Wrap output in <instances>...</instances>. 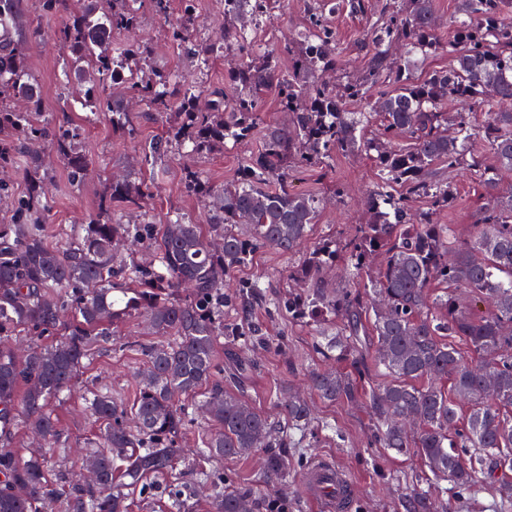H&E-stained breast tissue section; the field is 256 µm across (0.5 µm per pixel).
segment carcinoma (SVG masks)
<instances>
[{
	"instance_id": "1",
	"label": "carcinoma",
	"mask_w": 512,
	"mask_h": 512,
	"mask_svg": "<svg viewBox=\"0 0 512 512\" xmlns=\"http://www.w3.org/2000/svg\"><path fill=\"white\" fill-rule=\"evenodd\" d=\"M274 2L224 0V37L202 54L194 30L196 0H181L180 15L166 29L172 44L204 68L229 51L240 55L231 103L224 105V89L214 88L204 111L197 108V85L154 71L139 44L114 40L135 30L146 4L169 18L171 0H87L85 10L66 16L58 31L68 48L63 75L79 72L88 83L87 121L109 109L108 87L114 95L140 99L161 118H177L151 145L153 158L174 148L210 154L229 141L247 140L262 123L270 90L288 113V125L266 126L261 150L244 159L230 190L210 186L198 172L185 174L188 193L219 199L207 223L178 216L158 232L151 224H121L111 212L112 199L140 208L151 191L141 183L111 184L99 212L62 248L45 241L46 175L32 145L49 144L77 179L88 159L75 147V129L56 128L38 111L26 45L0 44V129L11 133L0 143V158L21 151L30 159L28 191L17 199L9 223L0 225V335L32 336L21 356L0 348V439L22 428L55 447L61 430L51 405L76 392L78 372L94 344L135 314L147 316L160 337L141 346L148 367L131 405L107 391L86 396L100 421L98 441L86 449L97 481L51 480L41 456L0 448V512H45L49 504L60 512H128L126 490L136 488L152 497L161 490L170 512H190L202 485L211 490L210 512L281 508L261 490L288 482V449L302 446L311 406L290 394L282 418L271 419L215 379L220 338L231 336L246 347L255 335L243 325L225 329L224 289L254 250L290 254L316 224L320 201L295 190L288 171L354 151L377 165L366 222L343 248L325 242L288 270L289 279L306 287L288 296V308L312 322L324 358L352 367L312 371V390L324 401L366 399L374 443L417 457L431 479L449 483L454 512H464L476 492L512 468V195H498L500 172L512 170L509 0H459L446 43L435 31L432 0H407L406 7L369 24L362 76L335 86L310 80L336 70V32L325 13H310L294 44L279 49L255 46L237 25L244 17L256 25L267 21ZM17 17L18 0H0V27H11ZM395 43L407 47L400 63L389 55ZM439 49L448 51V67L416 76L415 61ZM285 55L292 59L286 70ZM372 88L380 89L375 137L366 132V113L347 111ZM18 99L25 108L10 107ZM457 101L469 103L470 111H448ZM475 112L486 114L483 125H475ZM138 118L114 111L112 126L132 134ZM398 138L405 144L384 147ZM463 166L477 173L487 195L470 242L457 236L455 225L434 221L452 199L438 171ZM417 199L429 207L413 224L409 215ZM235 224L249 225L250 235L238 234ZM119 239L154 249V262L118 258ZM377 256L382 262L375 267ZM340 260L360 289L337 291L325 281L323 271ZM260 288L258 279L242 286L237 306L243 313L255 306L277 309L278 303L262 300ZM478 302L485 310L476 314L472 305ZM364 336L374 368L389 377L368 389ZM455 337L478 361L456 348ZM200 411L212 426L201 444L203 458L241 459L265 449L255 486L229 488L224 471L214 468L181 480V441ZM401 508L448 512V501L414 488Z\"/></svg>"
}]
</instances>
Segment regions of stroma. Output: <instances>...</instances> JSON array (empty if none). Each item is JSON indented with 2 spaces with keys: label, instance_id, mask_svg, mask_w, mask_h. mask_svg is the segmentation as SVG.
<instances>
[{
  "label": "stroma",
  "instance_id": "1",
  "mask_svg": "<svg viewBox=\"0 0 512 512\" xmlns=\"http://www.w3.org/2000/svg\"><path fill=\"white\" fill-rule=\"evenodd\" d=\"M336 2L330 23L336 31L337 66L335 72L321 76L322 81L330 84L343 76L353 79L360 75L366 57L359 41L370 20L405 4V0H361L365 9L359 12L352 7L354 0ZM19 4L16 35L27 42V65L36 79L44 116L57 126L78 127L77 146L90 161L81 181L75 183L51 146L38 145L42 164L49 173L45 189L47 243L52 246L68 243L72 226L97 212L108 183L122 180L145 183L152 192L139 209L113 201V212L125 223L149 222L159 227L179 214L206 222L213 201L185 193L182 185L185 172L200 171L220 189L233 187L244 158L261 148L262 130H255L247 141L225 145L218 154L179 151L156 164H146L144 154L154 139L165 134L166 121L143 111L139 99L124 97L115 99V106L142 115L134 137L113 130L108 116L94 124L82 123L85 90L82 77L72 75L66 84L58 79L66 56L58 36V20L43 16L40 0H19ZM323 4L324 0H277L270 21L254 31L257 44L280 46L293 40L309 10ZM129 38L148 47L151 64L205 89L230 87V72L239 61L236 54L229 53L214 61L208 71H200L192 58L166 40L163 18L148 9L143 10L140 23ZM376 180L373 160L360 152L337 155L327 169L312 166L295 173L294 188L316 194L320 199L312 232L290 255L272 248L257 249L247 265L233 272L232 283L262 279L267 296L284 303L289 294L300 290L299 285L289 280V268L323 242L341 244L354 235L357 225L367 219L365 202ZM338 185L345 192L340 199L333 194ZM449 186L454 204L451 210L441 211L436 221L455 225L460 233L469 234L477 209L486 201L484 189L473 172L464 167L454 172ZM253 322L263 338L262 343L245 349L234 345L230 338H222L217 348L216 375L223 379L226 388L239 392L256 410L277 419L281 416L280 393L287 389L307 392L309 370L327 367L328 362L317 348L312 328L284 306L271 314L257 310ZM153 339L144 317L126 319L113 328L105 343L95 347L79 374L80 386L104 387L124 401H133L134 375L144 367L139 347ZM53 409L62 435L48 456V470L51 477H66L81 467L82 450L94 441L98 425L79 397L54 404ZM307 442L309 463L329 461L349 477L352 483L349 512H401V498L422 486L433 496L442 494L440 486L427 484L425 469L418 459L398 456L373 445L372 422L363 406L314 399Z\"/></svg>",
  "mask_w": 512,
  "mask_h": 512
}]
</instances>
